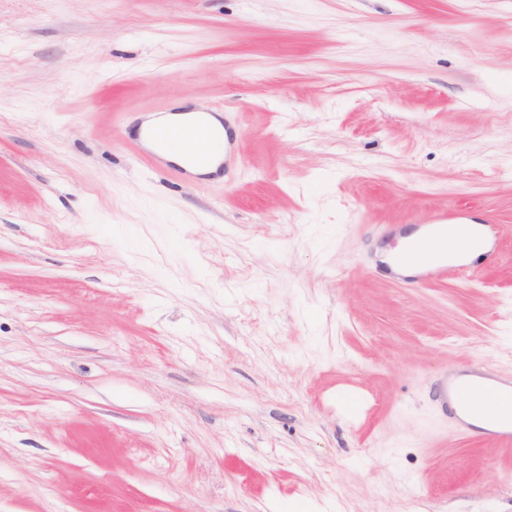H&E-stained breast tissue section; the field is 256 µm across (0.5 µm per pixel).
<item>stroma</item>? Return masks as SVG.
Returning a JSON list of instances; mask_svg holds the SVG:
<instances>
[{
    "mask_svg": "<svg viewBox=\"0 0 512 512\" xmlns=\"http://www.w3.org/2000/svg\"><path fill=\"white\" fill-rule=\"evenodd\" d=\"M202 105L220 181L135 133ZM442 214L491 258L377 260ZM512 375V0H0V512H512L434 377ZM492 228L489 225H480L468 228V231L461 234L454 240V244L461 250H470L475 247L484 246L486 254L488 250V240L491 237Z\"/></svg>",
    "mask_w": 512,
    "mask_h": 512,
    "instance_id": "1",
    "label": "stroma"
}]
</instances>
